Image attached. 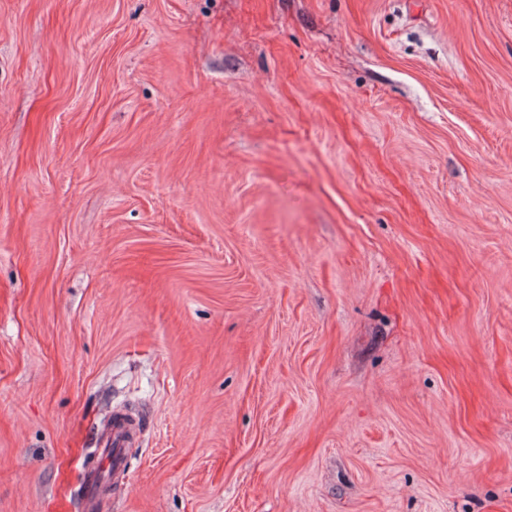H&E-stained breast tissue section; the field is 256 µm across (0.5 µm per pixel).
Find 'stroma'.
Listing matches in <instances>:
<instances>
[{"instance_id": "35a3bbf8", "label": "stroma", "mask_w": 512, "mask_h": 512, "mask_svg": "<svg viewBox=\"0 0 512 512\" xmlns=\"http://www.w3.org/2000/svg\"><path fill=\"white\" fill-rule=\"evenodd\" d=\"M512 512V0H0V512ZM138 440L137 429L126 420L119 418L112 422L108 431L101 437L103 465L112 468V478L119 481L123 472L124 458L127 448H132ZM102 484V474L100 471L95 470L93 475L85 482V492L81 497L80 508L84 512H97L98 503L102 491L100 490Z\"/></svg>"}]
</instances>
